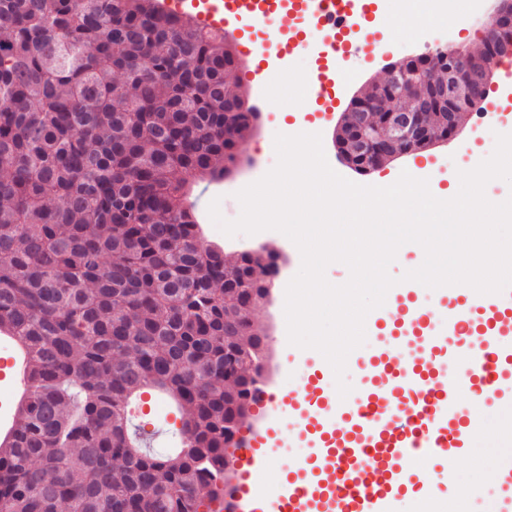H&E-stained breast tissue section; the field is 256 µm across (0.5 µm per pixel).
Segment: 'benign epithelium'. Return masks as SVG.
Masks as SVG:
<instances>
[{"mask_svg":"<svg viewBox=\"0 0 512 512\" xmlns=\"http://www.w3.org/2000/svg\"><path fill=\"white\" fill-rule=\"evenodd\" d=\"M512 54V0H498L490 19L483 25L482 54L474 58L463 50L448 47V70L436 79L430 72V59L424 55L385 68L376 96L357 99L347 115L354 120L351 150L343 154L347 164L369 171L386 159L427 149L436 141H445L459 131L460 115L477 112L482 95L490 85L495 67L492 61ZM443 112L442 134L430 136L427 116ZM272 349L269 337H261L256 386L270 381ZM247 446L239 433L232 446L224 449V479L216 483L224 499V512H238L235 491V454Z\"/></svg>","mask_w":512,"mask_h":512,"instance_id":"7a95c632","label":"benign epithelium"}]
</instances>
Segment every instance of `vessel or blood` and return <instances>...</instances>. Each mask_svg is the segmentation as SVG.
<instances>
[{
  "mask_svg": "<svg viewBox=\"0 0 512 512\" xmlns=\"http://www.w3.org/2000/svg\"><path fill=\"white\" fill-rule=\"evenodd\" d=\"M317 14L323 33L316 96L332 102L337 54L360 53L364 0H290ZM166 11L249 40L280 0H158ZM448 301L446 332H436L415 289L395 291L394 321L375 316L370 335L377 350L365 362L367 378L356 403L332 395L330 366L318 367L313 395L286 402L296 438L310 448L288 478L262 496L257 512H400L404 485L418 486L421 502L440 505V491L418 455L469 456L482 431L480 413L458 396L490 395L512 402V288L497 303L477 304L466 285L440 290ZM462 367L456 378L448 371Z\"/></svg>",
  "mask_w": 512,
  "mask_h": 512,
  "instance_id": "obj_1",
  "label": "vessel or blood"
}]
</instances>
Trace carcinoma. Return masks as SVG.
<instances>
[{
    "label": "carcinoma",
    "instance_id": "obj_1",
    "mask_svg": "<svg viewBox=\"0 0 512 512\" xmlns=\"http://www.w3.org/2000/svg\"><path fill=\"white\" fill-rule=\"evenodd\" d=\"M224 35L154 0H0V335L20 353L0 512H204L247 416L255 269L205 240L259 113ZM166 394L180 448L130 410Z\"/></svg>",
    "mask_w": 512,
    "mask_h": 512
}]
</instances>
